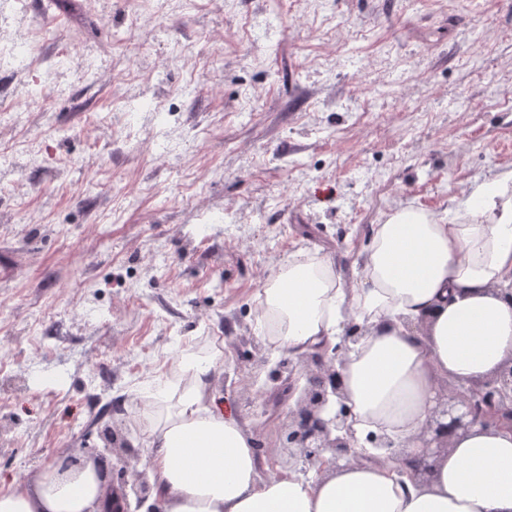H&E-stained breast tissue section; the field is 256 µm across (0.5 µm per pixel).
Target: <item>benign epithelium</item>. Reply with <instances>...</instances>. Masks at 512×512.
Listing matches in <instances>:
<instances>
[{
  "label": "benign epithelium",
  "instance_id": "obj_1",
  "mask_svg": "<svg viewBox=\"0 0 512 512\" xmlns=\"http://www.w3.org/2000/svg\"><path fill=\"white\" fill-rule=\"evenodd\" d=\"M365 334V328L349 319L343 324L338 344L327 343L312 350L293 354L286 352L277 360L264 354L260 364L266 369L270 383L269 401L261 403L260 416L270 421L288 407V421L282 425L280 447L288 449V470L310 480L324 468H339L365 457L356 450L359 440L350 423V407L342 390L339 367L342 357ZM512 429V360L505 362L490 378L467 387L448 383L441 386L428 420L419 433L420 447L434 457L452 447L455 436L474 426ZM365 442L371 448H387L372 461L390 463L399 473L409 470L422 475L430 465L410 457L405 449H396L383 435L370 434ZM111 455L126 463L134 457V449L125 439L110 429L104 432V448L96 455L100 461ZM121 491L105 490V499L114 512H161L153 499V489L147 472L119 469Z\"/></svg>",
  "mask_w": 512,
  "mask_h": 512
}]
</instances>
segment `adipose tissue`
<instances>
[{"mask_svg":"<svg viewBox=\"0 0 512 512\" xmlns=\"http://www.w3.org/2000/svg\"><path fill=\"white\" fill-rule=\"evenodd\" d=\"M512 172L480 185L456 222L404 206L375 225L346 285L318 253L284 260L259 296L272 352L337 343L345 312L365 327L342 382L358 437L386 434L420 454L439 378L476 382L512 358ZM219 348L183 349L133 391L148 422V471L162 512H512V432L476 427L455 439L423 481L377 462L331 469L313 481L261 478L254 439L216 398ZM104 479L87 462L39 472L29 487L0 488V512H100Z\"/></svg>","mask_w":512,"mask_h":512,"instance_id":"1","label":"adipose tissue"}]
</instances>
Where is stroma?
<instances>
[{
	"instance_id": "obj_1",
	"label": "stroma",
	"mask_w": 512,
	"mask_h": 512,
	"mask_svg": "<svg viewBox=\"0 0 512 512\" xmlns=\"http://www.w3.org/2000/svg\"><path fill=\"white\" fill-rule=\"evenodd\" d=\"M27 3L30 56L0 55V488L92 460L107 426L145 441L113 401L211 341L219 395L284 466L244 390L257 294L289 255L358 259L395 209L452 220L512 171V0Z\"/></svg>"
}]
</instances>
